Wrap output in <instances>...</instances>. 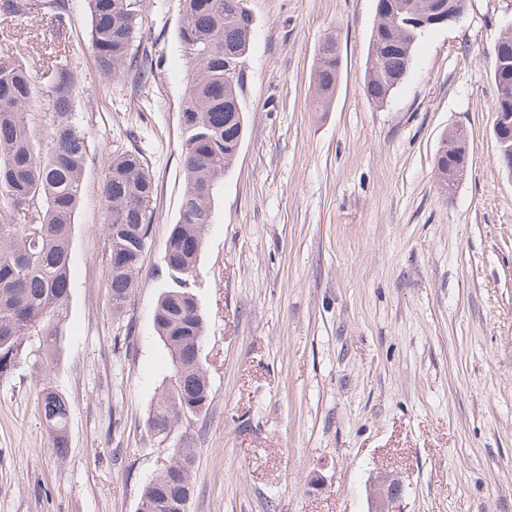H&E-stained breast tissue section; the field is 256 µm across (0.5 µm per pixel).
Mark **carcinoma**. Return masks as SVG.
Masks as SVG:
<instances>
[{
  "label": "carcinoma",
  "instance_id": "carcinoma-1",
  "mask_svg": "<svg viewBox=\"0 0 512 512\" xmlns=\"http://www.w3.org/2000/svg\"><path fill=\"white\" fill-rule=\"evenodd\" d=\"M376 9L375 57L367 58L364 91L376 105L387 102L408 73L413 49L402 47L406 22L437 5L454 10L467 0H382ZM145 0H87L90 44L98 73L131 81L139 95L156 82L152 52H131ZM38 0H3V14L29 12ZM178 30L182 55L191 68L182 104L181 158L185 190L178 221L164 247L171 286L159 297L154 328L172 364L167 384L150 408L147 429L170 433L199 415L211 401V388L196 349L204 337V317L190 305L205 227L214 221L218 186L236 161L245 130L242 101L245 66L253 36L246 0H182ZM499 40L508 49L504 63L493 64L492 112L512 114V25ZM28 46L0 56V377H7L32 352L57 351L64 306L71 288V234L82 194L86 136L71 112L74 78L60 64L37 82L19 62ZM340 77L336 40L320 45L312 72L315 109L326 111ZM52 103L48 122L36 129L31 108L43 97ZM468 150L462 129L450 131L434 162L438 186L450 187L448 172L464 165ZM154 180L142 151H116L107 160L102 202L108 242L107 288L112 312L123 313L137 283L153 211ZM38 408L55 454L68 448L70 405L44 385ZM193 455L176 448L144 486L138 512H156L160 496L193 492Z\"/></svg>",
  "mask_w": 512,
  "mask_h": 512
}]
</instances>
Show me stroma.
<instances>
[{"instance_id": "1", "label": "stroma", "mask_w": 512, "mask_h": 512, "mask_svg": "<svg viewBox=\"0 0 512 512\" xmlns=\"http://www.w3.org/2000/svg\"><path fill=\"white\" fill-rule=\"evenodd\" d=\"M246 131L208 225L193 293L212 399L167 441L146 418L171 373L153 326L168 287L164 246L184 175L187 64L180 0H146L135 49L158 81L141 100L99 79L85 0L0 19L42 78L52 47L75 76L87 137L60 348L0 378V512H137L173 449L194 453L189 512H367L380 469L403 480L401 512H512V178L492 127V51L512 0H468L423 35L384 106L367 99L376 0H247ZM341 60L329 111L313 109L318 47ZM466 128L451 195L433 167ZM138 146L155 182L143 269L122 316L105 288L101 190L112 151ZM50 384L71 404L58 459L37 408Z\"/></svg>"}]
</instances>
